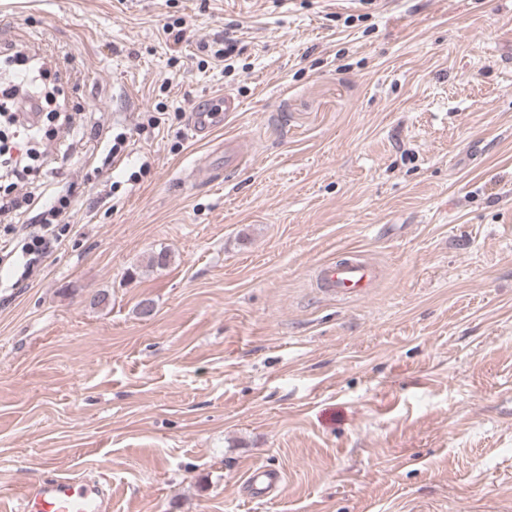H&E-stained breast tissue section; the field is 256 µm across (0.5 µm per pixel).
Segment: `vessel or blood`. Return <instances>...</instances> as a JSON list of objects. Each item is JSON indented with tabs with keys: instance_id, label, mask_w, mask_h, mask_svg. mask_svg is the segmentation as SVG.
Instances as JSON below:
<instances>
[{
	"instance_id": "1",
	"label": "vessel or blood",
	"mask_w": 512,
	"mask_h": 512,
	"mask_svg": "<svg viewBox=\"0 0 512 512\" xmlns=\"http://www.w3.org/2000/svg\"><path fill=\"white\" fill-rule=\"evenodd\" d=\"M240 109L239 100L230 94L217 105L203 100L190 116L189 129L196 137L208 134L214 127L216 112H223L229 118ZM376 278V268L356 256L322 266L315 272L318 288L328 297L337 299L367 294ZM247 482L253 493L261 497L276 493L282 478L277 471L255 468L249 472ZM111 499V485L76 476L54 475L23 487L17 496L16 512H108Z\"/></svg>"
}]
</instances>
